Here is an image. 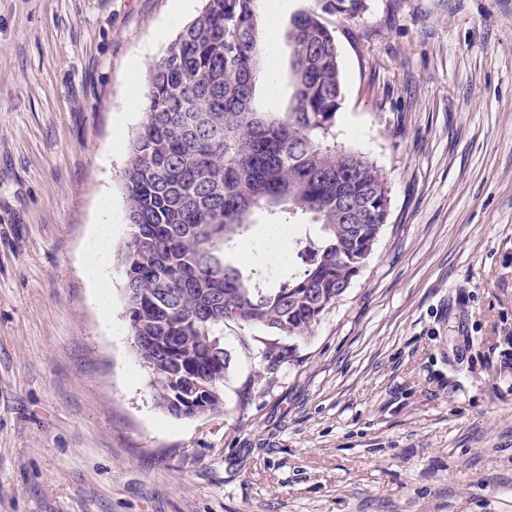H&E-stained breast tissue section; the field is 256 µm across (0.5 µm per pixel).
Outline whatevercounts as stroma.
<instances>
[{
  "instance_id": "obj_1",
  "label": "stroma",
  "mask_w": 512,
  "mask_h": 512,
  "mask_svg": "<svg viewBox=\"0 0 512 512\" xmlns=\"http://www.w3.org/2000/svg\"><path fill=\"white\" fill-rule=\"evenodd\" d=\"M201 8L0 0V512H512V0L325 15L331 140L382 169L388 220L293 361L225 323L222 411L175 419L120 261L105 316L82 266L100 210L127 236V98Z\"/></svg>"
}]
</instances>
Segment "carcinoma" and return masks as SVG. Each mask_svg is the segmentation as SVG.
Segmentation results:
<instances>
[{
    "instance_id": "cac0c4a2",
    "label": "carcinoma",
    "mask_w": 512,
    "mask_h": 512,
    "mask_svg": "<svg viewBox=\"0 0 512 512\" xmlns=\"http://www.w3.org/2000/svg\"><path fill=\"white\" fill-rule=\"evenodd\" d=\"M262 0H203L200 13L155 64L144 92L141 124L122 172L128 232L118 250L124 267L128 331L151 370L154 400L193 418L219 408L232 354L218 335L231 321L294 342L357 277L388 219L386 177L357 148L329 143L344 85L336 37L323 13L355 17L365 0H317L294 16L283 112H261ZM370 209L349 228L343 201ZM280 224L311 215L324 239L296 251L302 270L276 287L264 273L225 261V249L254 225L255 212ZM219 312L208 311L213 298Z\"/></svg>"
}]
</instances>
